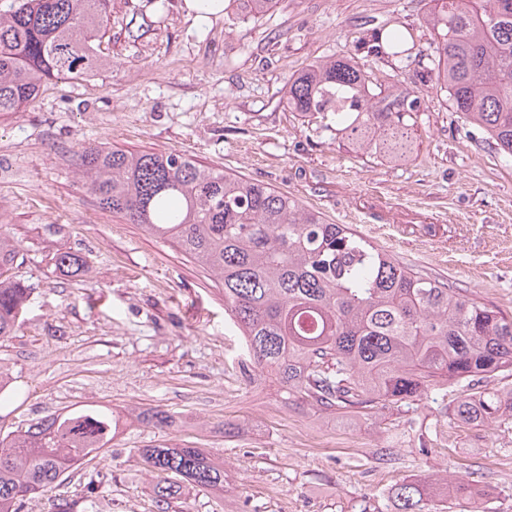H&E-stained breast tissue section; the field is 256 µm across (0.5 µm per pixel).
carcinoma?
Returning a JSON list of instances; mask_svg holds the SVG:
<instances>
[{
    "mask_svg": "<svg viewBox=\"0 0 512 512\" xmlns=\"http://www.w3.org/2000/svg\"><path fill=\"white\" fill-rule=\"evenodd\" d=\"M110 0H9L0 9V113L31 105L49 80L108 65L97 51ZM255 19L276 0H237ZM422 78L446 94L464 125L512 158V0H432ZM424 99L377 91L352 57L315 63L288 85V109L336 124L356 153L399 161L414 150ZM85 192L102 209L174 241L220 280L224 307L244 344V369L272 376L285 404L365 417L429 395L450 416L483 425L512 412V390L490 386L512 370V316L400 262L343 224L267 184L203 166L178 152L102 145L76 151ZM17 249L0 230V338L12 335L32 288L12 279ZM72 276L87 260L64 253ZM154 428L172 423L158 408ZM120 416L86 406L51 414L0 437V512L65 480L112 442ZM154 474L157 512L183 484L224 490V462L205 448L162 443L138 449ZM393 512H431L426 487H392Z\"/></svg>",
    "mask_w": 512,
    "mask_h": 512,
    "instance_id": "cac0c4a2",
    "label": "carcinoma"
}]
</instances>
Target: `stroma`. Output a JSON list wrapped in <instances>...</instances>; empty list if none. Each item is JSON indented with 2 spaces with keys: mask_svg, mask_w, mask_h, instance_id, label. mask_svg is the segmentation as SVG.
<instances>
[{
  "mask_svg": "<svg viewBox=\"0 0 512 512\" xmlns=\"http://www.w3.org/2000/svg\"><path fill=\"white\" fill-rule=\"evenodd\" d=\"M430 0H278L256 19L188 14L185 0H111L99 51L110 68L50 81L33 106L0 113V225L13 272L34 292L0 339V436L88 405L120 413L105 457L27 497L22 512H156L139 449H207L224 489L184 485L171 512H388V491L430 475L475 481L480 503L512 512V419L473 426L441 403L382 409L348 423L286 406L270 378L245 377L224 288L176 243L100 208L74 153L87 143L185 154L289 193L333 224L512 314V159L465 135L422 66L358 50L392 28L427 49ZM352 56L382 86L423 96L416 148L400 161L350 153L335 129L289 111L287 85L309 65ZM79 253L75 278L55 264ZM168 411L155 429L145 409ZM236 423L234 433L225 423Z\"/></svg>",
  "mask_w": 512,
  "mask_h": 512,
  "instance_id": "35a3bbf8",
  "label": "stroma"
}]
</instances>
